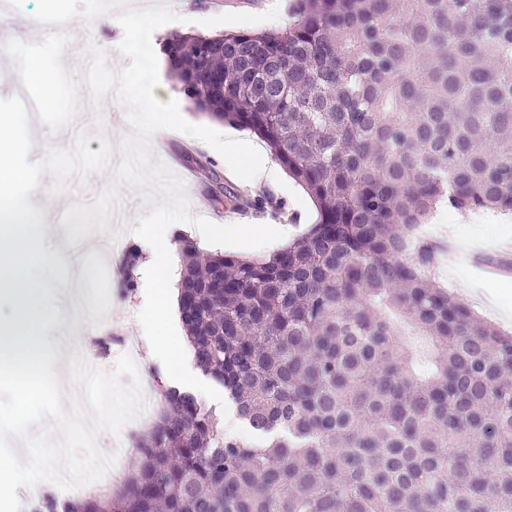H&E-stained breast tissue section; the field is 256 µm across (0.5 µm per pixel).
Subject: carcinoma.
I'll list each match as a JSON object with an SVG mask.
<instances>
[{
  "label": "carcinoma",
  "mask_w": 512,
  "mask_h": 512,
  "mask_svg": "<svg viewBox=\"0 0 512 512\" xmlns=\"http://www.w3.org/2000/svg\"><path fill=\"white\" fill-rule=\"evenodd\" d=\"M168 69L315 201L268 258L185 249L194 365L244 428L160 386L120 482L42 512H512V336L436 281L438 203L512 212V0H291ZM215 192L247 207L211 171ZM138 250L124 257L133 291Z\"/></svg>",
  "instance_id": "cac0c4a2"
}]
</instances>
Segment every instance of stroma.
I'll use <instances>...</instances> for the list:
<instances>
[{
    "instance_id": "35a3bbf8",
    "label": "stroma",
    "mask_w": 512,
    "mask_h": 512,
    "mask_svg": "<svg viewBox=\"0 0 512 512\" xmlns=\"http://www.w3.org/2000/svg\"><path fill=\"white\" fill-rule=\"evenodd\" d=\"M178 14V21L157 28L152 35V46L158 53L159 84L154 90L161 102L176 100L182 117L195 125L213 127L216 119L196 110L192 102L179 90L170 78L167 60L163 58V45L174 34L207 35L224 32V25L204 26L205 18L225 12L262 13L272 5H280L281 13L276 20L255 24V31L262 32L284 27L288 21V0H169ZM37 0H16L13 10L0 13V99L23 97L25 90L20 78L33 57H42L53 76L52 102L28 113V127L34 148L29 155L31 162H42L53 149H74L78 134L90 138L91 150H99L102 141H109L113 155L123 153V142L132 133L127 122L126 109L116 94L104 96L93 102L86 88L88 69L85 56L91 48L101 49L112 71H120L129 60L118 53L116 45L122 39V31L108 29L100 20H93L79 27H67L60 35L44 33L32 27ZM153 160L168 164L171 173L185 182V196L189 208L196 217L216 221L218 214L230 216L235 224L269 225L284 227L289 238L303 234L317 217L313 200L292 178H285L283 187L277 188L255 181L238 179L220 154L205 142L175 132L161 139L150 136L147 140ZM210 163L223 174L225 180L248 191H260L274 201L282 203V210L267 208L256 210L242 208L228 198H216L202 175L186 178L191 159ZM118 196L126 203L119 216L124 249L142 248L143 241L134 235L130 227L136 219L150 212L159 203V196L150 188L120 185ZM453 229L462 247L455 262H440L437 272L449 293L464 303H472L474 296H483L487 304L477 307L479 316L491 320L496 311L507 310L512 314V276L493 279L482 265L488 261L508 260L512 263V217L503 218L490 210L474 211L465 215L454 214ZM102 234L91 230L81 235L82 255L78 261L82 281L72 297L64 299V313H54L46 321L49 339L61 355L80 349L92 354L98 345L99 330L95 323L80 322L76 333H67L69 312L96 303L111 307L112 349L108 357L100 359L102 372H112L121 356L122 337H143L144 332L138 314L145 303L144 267H137L133 276L138 283L135 291H127L122 264L113 259L99 261V241Z\"/></svg>"
}]
</instances>
